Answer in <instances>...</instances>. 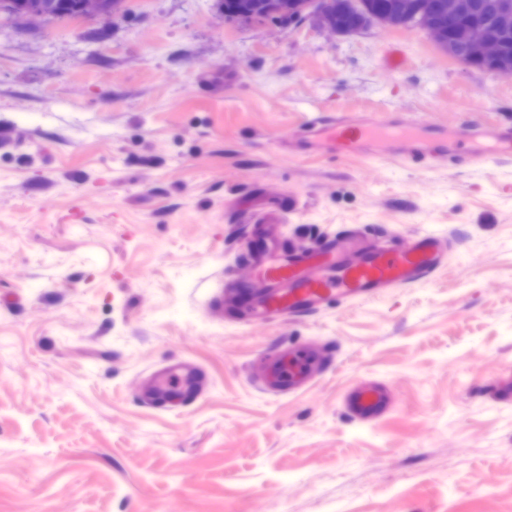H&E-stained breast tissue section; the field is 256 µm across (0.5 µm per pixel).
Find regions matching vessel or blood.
Masks as SVG:
<instances>
[{
  "instance_id": "b4317fda",
  "label": "vessel or blood",
  "mask_w": 512,
  "mask_h": 512,
  "mask_svg": "<svg viewBox=\"0 0 512 512\" xmlns=\"http://www.w3.org/2000/svg\"><path fill=\"white\" fill-rule=\"evenodd\" d=\"M291 148L329 158L400 154L416 164L438 154L449 160L481 166L512 158V125L493 123L483 129L463 124L443 132L411 121L391 122L369 115L310 120L289 141ZM277 212L262 217L254 234L255 274L241 279L222 277L215 301L220 310H235L249 319L285 323L321 310L336 299H369L387 288L418 281L435 269L444 250L440 235L424 232L401 243H381L349 234L344 240L320 243L312 251L285 247L274 232ZM331 354L320 355L305 346L269 352L264 359L265 389L291 394L304 389L317 369L328 366ZM207 382L205 373L180 363L160 369L143 391L149 405L194 401ZM344 404L359 420L371 422L392 405L390 393L379 384L363 382L345 396Z\"/></svg>"
}]
</instances>
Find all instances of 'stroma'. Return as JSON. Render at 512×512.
Segmentation results:
<instances>
[{"label":"stroma","instance_id":"35a3bbf8","mask_svg":"<svg viewBox=\"0 0 512 512\" xmlns=\"http://www.w3.org/2000/svg\"><path fill=\"white\" fill-rule=\"evenodd\" d=\"M370 112L512 124V78L419 28L228 23L220 0L0 16V512H512V161L282 146ZM262 198L289 247L428 231L447 256L367 301L223 320L215 281L249 274L239 207ZM300 342L332 364L259 390L256 361ZM171 360L208 384L150 407ZM363 381L393 400L371 423L343 408Z\"/></svg>","mask_w":512,"mask_h":512}]
</instances>
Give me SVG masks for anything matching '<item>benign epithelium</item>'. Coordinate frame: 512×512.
<instances>
[{
    "mask_svg": "<svg viewBox=\"0 0 512 512\" xmlns=\"http://www.w3.org/2000/svg\"><path fill=\"white\" fill-rule=\"evenodd\" d=\"M329 2L311 0L308 12L304 14L296 0H267L263 14H226L224 22L265 24L273 20L280 25H291L312 17L331 33L349 34L334 19ZM124 5L125 0H79V12L84 17L107 16L122 11ZM410 8L415 22L446 54L465 65H483L495 73L512 76V63L503 61L502 37L494 36L487 25L478 22L476 0H447L445 4L439 0H416L412 7L404 2L383 7L374 5L361 16L366 27L391 29L403 25V17ZM492 13L502 32L512 29V0H494Z\"/></svg>",
    "mask_w": 512,
    "mask_h": 512,
    "instance_id": "7a95c632",
    "label": "benign epithelium"
}]
</instances>
